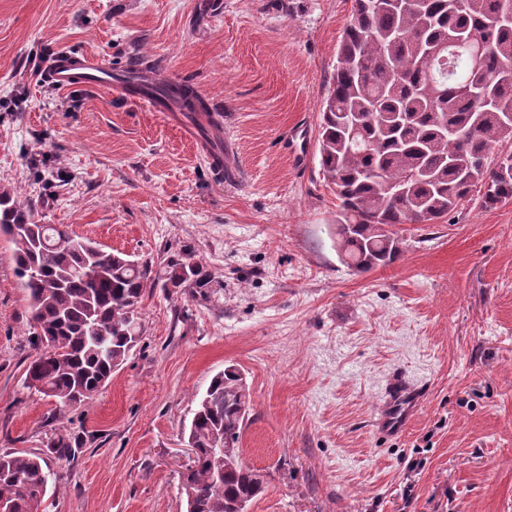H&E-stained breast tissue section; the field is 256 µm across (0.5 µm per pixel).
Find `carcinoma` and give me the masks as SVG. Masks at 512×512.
Masks as SVG:
<instances>
[{
	"mask_svg": "<svg viewBox=\"0 0 512 512\" xmlns=\"http://www.w3.org/2000/svg\"><path fill=\"white\" fill-rule=\"evenodd\" d=\"M512 0H355L321 110L320 167L334 185L340 256L359 271L400 252L390 227L433 224L464 205L473 186L482 204L512 200ZM483 37L477 70L473 34ZM132 93L184 113L200 129H219L189 84L129 76ZM0 235L15 246L17 275L32 310L37 355L25 383L62 409L93 398L137 346L147 289L205 288L211 274L183 250L151 260L106 251L62 224H40L30 207L0 192ZM251 396L233 365L211 379L189 425L194 465L181 477L186 512H247L264 475L239 448ZM47 452L0 454V497L11 512H41L51 477L46 453L66 456V434Z\"/></svg>",
	"mask_w": 512,
	"mask_h": 512,
	"instance_id": "carcinoma-1",
	"label": "carcinoma"
}]
</instances>
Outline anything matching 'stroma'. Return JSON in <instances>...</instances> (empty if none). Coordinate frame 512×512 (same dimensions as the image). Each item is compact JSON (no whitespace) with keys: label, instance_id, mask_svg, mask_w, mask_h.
I'll list each match as a JSON object with an SVG mask.
<instances>
[{"label":"stroma","instance_id":"35a3bbf8","mask_svg":"<svg viewBox=\"0 0 512 512\" xmlns=\"http://www.w3.org/2000/svg\"><path fill=\"white\" fill-rule=\"evenodd\" d=\"M354 0H0V187L41 224L162 263L191 250L208 297L148 290L139 344L79 407L26 387L35 354L14 246L0 237V453L50 458L46 512H186L182 437L228 364L251 395L248 512H512V201L479 190L361 272L336 249L320 112ZM61 50L187 82L221 121L239 181L199 130L136 94L63 90ZM307 123L303 159L283 144ZM429 395L405 435L375 434L393 370Z\"/></svg>","mask_w":512,"mask_h":512}]
</instances>
